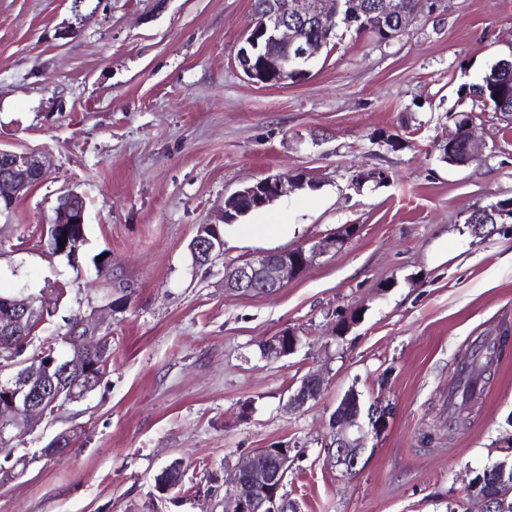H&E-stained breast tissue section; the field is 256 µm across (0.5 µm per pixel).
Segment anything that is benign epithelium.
<instances>
[{"instance_id":"obj_1","label":"benign epithelium","mask_w":512,"mask_h":512,"mask_svg":"<svg viewBox=\"0 0 512 512\" xmlns=\"http://www.w3.org/2000/svg\"><path fill=\"white\" fill-rule=\"evenodd\" d=\"M338 0H268L266 9L251 17L246 29L244 45L237 53V61L245 75L255 84L260 83L254 66L270 65L286 74L296 65L316 58L323 44L305 39L293 21L313 23L331 28L338 16ZM440 0H420L419 7L397 8L393 17L388 10H376L380 22L395 29L394 36L424 16L434 15ZM472 124H467L468 137L459 151H454L459 132L448 138V165L463 166L473 155L475 136ZM0 202L14 203L18 197L39 183L45 171L34 156L0 148ZM309 181L304 175L283 173L233 192L224 201L222 220H230L237 211L238 199L260 187L273 190L271 201L304 187ZM85 197L70 191L60 198L55 218L47 230L49 255L76 257L84 244V234H61L67 224H85ZM223 223L200 224L191 241L193 264L211 269L224 265V287L241 295H273L284 288L289 278L302 273L315 258L338 248L352 234L350 225L311 246L288 250H274L228 266L224 264ZM50 305L41 295L21 291L6 298L0 297V388L4 402H0V441H15L45 419L55 416L65 404L82 401L96 388L93 381L84 380L92 369L103 366L107 360V338L85 332L86 317L68 323L66 344H74L77 351L61 358L46 357L34 351L25 363L32 365L24 373L18 372L22 363L15 351L28 339L32 325L42 322ZM300 338L292 330L270 338L262 345L267 359H280L297 350ZM323 391V379L316 373L304 376L288 395L286 407L303 411L315 402ZM389 410L371 411L365 415L360 408L358 392L350 390L341 398L330 423L331 432L324 452L327 463L342 475L357 471L366 451V437L362 416H367L372 429H377ZM69 452L68 435L59 434L40 449V458L51 461ZM292 448H254L224 479V512H288V500L281 494L288 472L294 464ZM467 496L481 504L480 512H501L512 498V481L500 480L484 487L483 477L474 475L467 485Z\"/></svg>"}]
</instances>
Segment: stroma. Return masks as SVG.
I'll list each match as a JSON object with an SVG mask.
<instances>
[{"label": "stroma", "mask_w": 512, "mask_h": 512, "mask_svg": "<svg viewBox=\"0 0 512 512\" xmlns=\"http://www.w3.org/2000/svg\"><path fill=\"white\" fill-rule=\"evenodd\" d=\"M253 0H0V147L29 153L47 176L0 215V291L57 288L44 335L103 314L107 375L53 424L22 436L33 461L0 485V512H223L224 472L273 445L296 449L284 492L297 512H448L473 472L502 459L512 434V347L448 427L463 355L512 336V234L478 241L464 224L512 197V122L475 121L472 160L451 167L440 144L473 112L462 84L512 53V0H442L437 14L381 44L339 30L300 81H249L236 59ZM389 171L384 184L359 172ZM303 189L241 219L223 266L192 264L199 225L224 199L283 172ZM87 201L79 259L49 258L43 228L67 190ZM288 233L272 236L268 225ZM346 224L357 233L273 296L225 291L224 265L297 247ZM356 321L337 331L339 316ZM287 357L260 347L286 330ZM317 403L285 406L307 373ZM386 406L364 465L342 475L324 447L341 397ZM79 437L38 458L60 431ZM182 485L160 499L172 460Z\"/></svg>", "instance_id": "obj_1"}]
</instances>
